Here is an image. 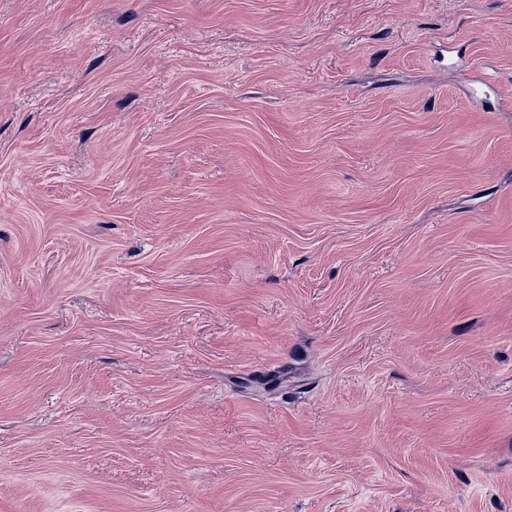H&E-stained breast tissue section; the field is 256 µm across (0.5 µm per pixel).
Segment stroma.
Here are the masks:
<instances>
[{
  "mask_svg": "<svg viewBox=\"0 0 512 512\" xmlns=\"http://www.w3.org/2000/svg\"><path fill=\"white\" fill-rule=\"evenodd\" d=\"M0 512H512V0H0Z\"/></svg>",
  "mask_w": 512,
  "mask_h": 512,
  "instance_id": "1",
  "label": "stroma"
}]
</instances>
